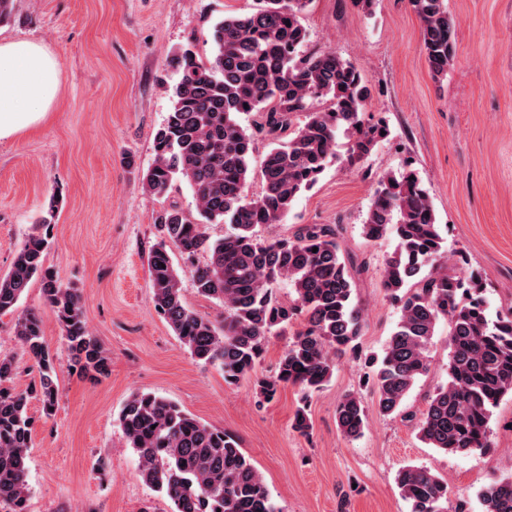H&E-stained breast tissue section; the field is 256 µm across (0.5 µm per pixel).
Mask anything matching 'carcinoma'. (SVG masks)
I'll return each mask as SVG.
<instances>
[{"instance_id":"carcinoma-1","label":"carcinoma","mask_w":512,"mask_h":512,"mask_svg":"<svg viewBox=\"0 0 512 512\" xmlns=\"http://www.w3.org/2000/svg\"><path fill=\"white\" fill-rule=\"evenodd\" d=\"M309 3L261 0L254 11L214 25L211 57L188 46L173 53L178 80L172 106L155 133L153 160L143 176L153 195H166L183 181L196 199L195 216L176 207L158 215L160 236L148 258L155 306L193 359L218 365L235 379L260 362L270 336L303 318L275 374L256 382L266 401L287 384L305 394L322 389L333 376L334 357L356 352L363 317L331 225L307 224L291 238H263L259 229L281 223L332 161L359 168L387 137L386 126L364 122L371 89L356 67L331 51H302L308 32L301 15ZM408 4L420 19L429 67L443 78L456 30L447 0ZM252 112L260 121L243 126L239 115ZM259 135L272 145L261 168L263 193L250 198L246 188ZM204 224L228 229L212 240ZM390 230L397 244L385 262L382 288L399 317L382 356L371 360L378 411H400L428 370V344L444 319L451 346L448 381L428 400L417 421L418 437L448 454L485 452L491 448L494 410L512 396V309L490 313L482 297L483 276L439 271L445 253L441 227L427 189L411 169L382 175L367 209L366 239L379 240ZM47 245L46 237L34 233L22 242L0 277V314L15 311L31 282L40 280L64 333L71 368L81 377L103 375L108 353L87 329L80 293L60 284L45 266ZM174 249L190 262L198 294L224 308L222 320L187 306ZM201 253L207 260L194 262ZM280 281L292 288V302L276 297ZM13 336L36 364L39 381L29 391L14 388L15 358L0 354V507L26 512L29 399L38 397L50 416L58 391L38 316L18 315ZM335 415L344 436H361L367 421L361 397L344 396ZM119 421L138 454L141 479L170 499L173 512H281L237 440L176 403L135 393ZM292 428L301 434L312 430L306 406L297 407ZM397 484L410 512H448V483L431 471L405 466ZM478 499L482 512H512V481L484 487Z\"/></svg>"}]
</instances>
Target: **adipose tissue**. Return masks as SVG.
I'll use <instances>...</instances> for the list:
<instances>
[{
	"label": "adipose tissue",
	"mask_w": 512,
	"mask_h": 512,
	"mask_svg": "<svg viewBox=\"0 0 512 512\" xmlns=\"http://www.w3.org/2000/svg\"><path fill=\"white\" fill-rule=\"evenodd\" d=\"M61 88L56 56L27 39L0 40V141L41 126Z\"/></svg>",
	"instance_id": "1"
}]
</instances>
